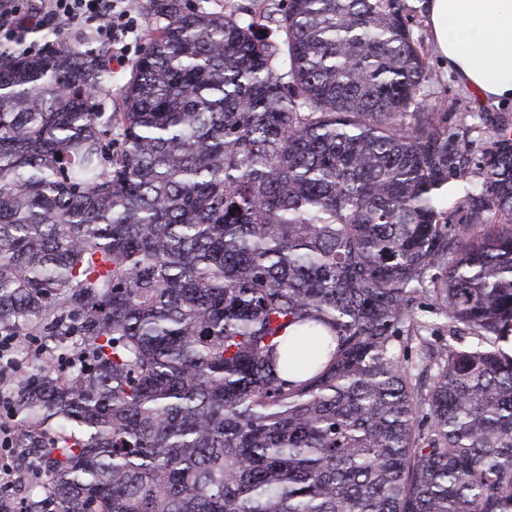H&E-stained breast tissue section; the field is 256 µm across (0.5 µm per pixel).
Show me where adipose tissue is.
Instances as JSON below:
<instances>
[{
    "label": "adipose tissue",
    "mask_w": 512,
    "mask_h": 512,
    "mask_svg": "<svg viewBox=\"0 0 512 512\" xmlns=\"http://www.w3.org/2000/svg\"><path fill=\"white\" fill-rule=\"evenodd\" d=\"M439 65L481 101L512 107V0H422Z\"/></svg>",
    "instance_id": "1"
}]
</instances>
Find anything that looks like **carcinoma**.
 Here are the masks:
<instances>
[{
    "mask_svg": "<svg viewBox=\"0 0 512 512\" xmlns=\"http://www.w3.org/2000/svg\"><path fill=\"white\" fill-rule=\"evenodd\" d=\"M149 2L114 112L103 54L0 50V335L69 360L0 512H512V122L429 110L414 0ZM196 6H200L207 12L224 13L236 11L238 16L249 21L254 14L259 15L265 11H271V18L280 17L278 9L281 8L280 0H192ZM280 4V5H279ZM268 8V9H266ZM412 309L414 317L419 322H425L428 325H431V328L433 329L432 335L438 336L434 337L437 341L446 342L445 340H448V334L443 332V325L446 323V320L437 313L438 311L430 299H427L424 296L415 295V299L412 303Z\"/></svg>",
    "mask_w": 512,
    "mask_h": 512,
    "instance_id": "1",
    "label": "carcinoma"
}]
</instances>
